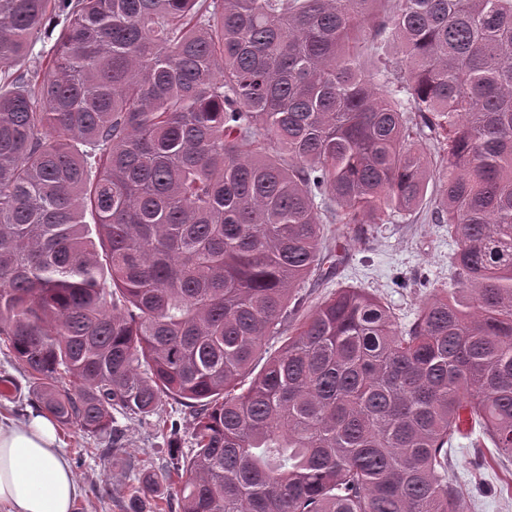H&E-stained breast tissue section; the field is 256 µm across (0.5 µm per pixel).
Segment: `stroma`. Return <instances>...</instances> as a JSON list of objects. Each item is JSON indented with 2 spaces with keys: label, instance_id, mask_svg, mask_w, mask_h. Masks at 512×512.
I'll use <instances>...</instances> for the list:
<instances>
[{
  "label": "stroma",
  "instance_id": "stroma-1",
  "mask_svg": "<svg viewBox=\"0 0 512 512\" xmlns=\"http://www.w3.org/2000/svg\"><path fill=\"white\" fill-rule=\"evenodd\" d=\"M453 243L448 227L429 221L428 208L372 225L366 239L345 240L338 250L336 272L322 282L306 281L301 294L319 298L340 288H360L380 297L398 322L414 320L427 278L435 287L451 288L448 255ZM17 392L0 397V413L22 416L31 404L28 380L0 345V380ZM194 417L184 403L165 400L158 414L141 418L115 413L113 438H99L76 428H60L61 446L78 478L81 493L73 512H127L132 488L141 487L144 471L164 474L171 449L191 455ZM492 449L478 448L470 436L456 438L450 451L456 490L468 512H512V463H495Z\"/></svg>",
  "mask_w": 512,
  "mask_h": 512
}]
</instances>
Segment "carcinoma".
<instances>
[{
    "instance_id": "cac0c4a2",
    "label": "carcinoma",
    "mask_w": 512,
    "mask_h": 512,
    "mask_svg": "<svg viewBox=\"0 0 512 512\" xmlns=\"http://www.w3.org/2000/svg\"><path fill=\"white\" fill-rule=\"evenodd\" d=\"M434 177L454 288L301 313ZM1 336L64 427L193 409L181 512H467L456 436L512 459V0H0Z\"/></svg>"
}]
</instances>
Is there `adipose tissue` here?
I'll return each mask as SVG.
<instances>
[{
    "mask_svg": "<svg viewBox=\"0 0 512 512\" xmlns=\"http://www.w3.org/2000/svg\"><path fill=\"white\" fill-rule=\"evenodd\" d=\"M79 494L56 423L32 409L0 414V512H72Z\"/></svg>",
    "mask_w": 512,
    "mask_h": 512,
    "instance_id": "adipose-tissue-1",
    "label": "adipose tissue"
}]
</instances>
